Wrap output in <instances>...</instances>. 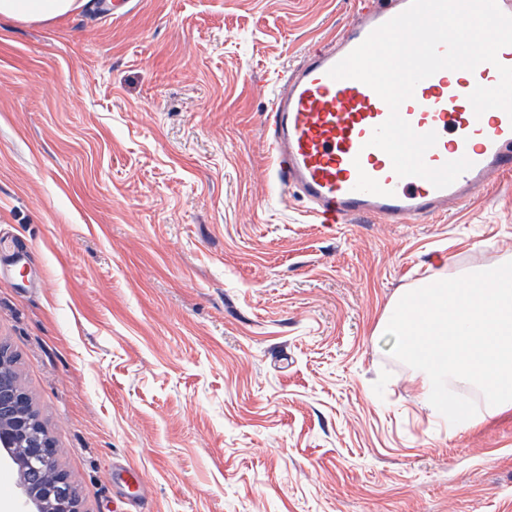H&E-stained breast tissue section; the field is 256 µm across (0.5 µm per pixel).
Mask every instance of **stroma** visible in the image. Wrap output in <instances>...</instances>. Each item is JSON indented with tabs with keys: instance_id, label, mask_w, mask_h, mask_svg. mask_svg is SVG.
<instances>
[{
	"instance_id": "stroma-1",
	"label": "stroma",
	"mask_w": 512,
	"mask_h": 512,
	"mask_svg": "<svg viewBox=\"0 0 512 512\" xmlns=\"http://www.w3.org/2000/svg\"><path fill=\"white\" fill-rule=\"evenodd\" d=\"M355 0L0 20V344L81 512H512V412L448 434L377 332L512 260V173L417 224H316L264 119Z\"/></svg>"
}]
</instances>
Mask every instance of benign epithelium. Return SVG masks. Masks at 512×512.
Returning <instances> with one entry per match:
<instances>
[{"instance_id":"7a95c632","label":"benign epithelium","mask_w":512,"mask_h":512,"mask_svg":"<svg viewBox=\"0 0 512 512\" xmlns=\"http://www.w3.org/2000/svg\"><path fill=\"white\" fill-rule=\"evenodd\" d=\"M8 354L0 349V396L9 395L11 411L0 415V447L16 470V483L20 491V512H52L58 499L57 489L66 481L64 475L46 480L40 495H35L26 479V471L36 467L53 451L52 444L32 429L34 414L32 402L22 387L3 374Z\"/></svg>"}]
</instances>
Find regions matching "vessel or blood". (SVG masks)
Masks as SVG:
<instances>
[{"label": "vessel or blood", "mask_w": 512, "mask_h": 512, "mask_svg": "<svg viewBox=\"0 0 512 512\" xmlns=\"http://www.w3.org/2000/svg\"><path fill=\"white\" fill-rule=\"evenodd\" d=\"M410 0H357L355 17L335 38L306 53L286 75L266 114L269 151L279 184L297 190L317 224L371 218L410 224L446 213L491 177L512 172V116L501 109L475 115L476 86L499 81L497 64L474 71L442 70L422 80L401 116L417 133L436 132L425 154L429 167L462 157L472 166L448 187L420 177H399L389 156L369 146L374 129L389 116L387 103L355 79H332L330 69Z\"/></svg>", "instance_id": "obj_1"}]
</instances>
